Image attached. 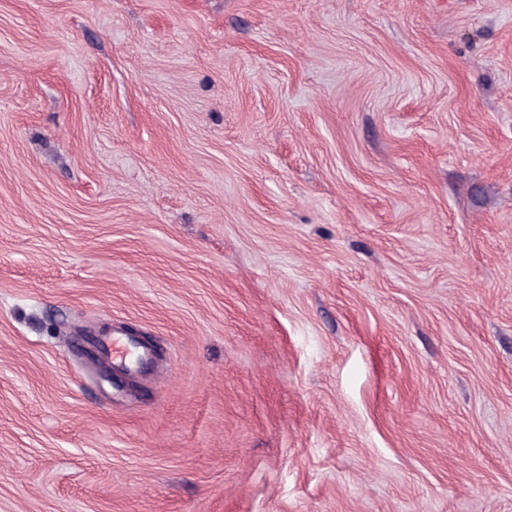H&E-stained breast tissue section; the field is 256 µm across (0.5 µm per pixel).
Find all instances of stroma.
<instances>
[{"label": "stroma", "instance_id": "1", "mask_svg": "<svg viewBox=\"0 0 512 512\" xmlns=\"http://www.w3.org/2000/svg\"><path fill=\"white\" fill-rule=\"evenodd\" d=\"M0 512H512V0H0ZM102 344L112 358L113 363L137 366L145 359L144 354H130L129 348H127L126 344L118 336H112V338L104 339Z\"/></svg>", "mask_w": 512, "mask_h": 512}]
</instances>
